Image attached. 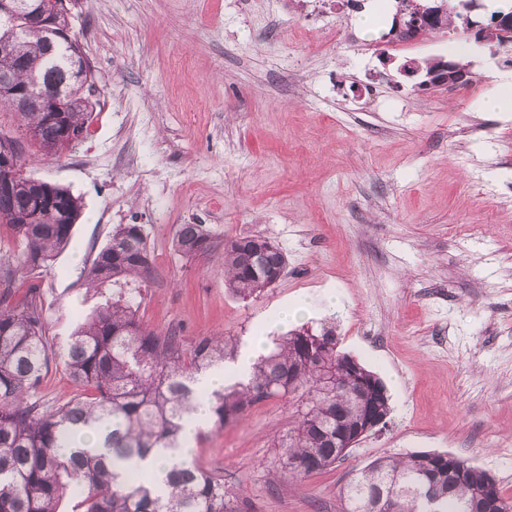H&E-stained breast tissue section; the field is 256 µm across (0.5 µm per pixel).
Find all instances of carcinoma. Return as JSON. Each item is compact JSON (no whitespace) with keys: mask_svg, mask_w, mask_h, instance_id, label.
I'll use <instances>...</instances> for the list:
<instances>
[{"mask_svg":"<svg viewBox=\"0 0 512 512\" xmlns=\"http://www.w3.org/2000/svg\"><path fill=\"white\" fill-rule=\"evenodd\" d=\"M407 17L421 6H441L429 33L466 36L476 0H400ZM14 82L34 93L19 106L0 97V138L15 132L13 174L28 188L0 195V227L8 250L0 251V512H59L63 498L73 512H238L224 477L173 460L163 486L138 465L155 448H178L197 406H207L214 428L233 424L256 403L285 399L292 409L280 432L273 467L289 482L320 474L346 458L336 432L359 427L369 409L390 413L384 382L341 350L336 329L302 327L271 338L272 349L253 363L246 380L220 390L196 386L197 376L236 358L238 339L200 336L190 350L178 336L142 321L140 308L153 269L142 224H120L84 270L101 302L79 322L60 353L81 391L48 404L37 389L52 347L36 271L48 267L69 244L81 200L65 187L26 173L38 157L60 160L81 136L92 113V86L70 75L71 64L49 53L43 21L18 22ZM38 195L47 199L39 205ZM207 224H180L177 251L195 257L214 250ZM224 285L242 298L271 287L268 273L287 256L268 238L237 237L220 253ZM27 282L23 299L18 283ZM108 425L110 456L77 450L82 431ZM498 500L512 512L493 477L447 452L416 451L373 460L344 490L342 512H485Z\"/></svg>","mask_w":512,"mask_h":512,"instance_id":"carcinoma-1","label":"carcinoma"}]
</instances>
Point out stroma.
I'll use <instances>...</instances> for the list:
<instances>
[{
	"mask_svg": "<svg viewBox=\"0 0 512 512\" xmlns=\"http://www.w3.org/2000/svg\"><path fill=\"white\" fill-rule=\"evenodd\" d=\"M71 11L94 112L66 158L30 170L83 203L41 276L54 351L42 400L78 391L58 353L99 301L83 268L116 225L140 224L154 255L149 327L187 345L246 339L301 299L306 326L333 323L341 349L388 387L386 426L302 482L269 470L287 401L207 428L193 460L223 475L243 512H339L360 469L414 451L468 458L512 498V112L481 108L512 74L504 53L466 41L470 83L420 92L403 65L450 56L454 37L386 39L395 0H76ZM180 224L211 225L219 245L267 236L287 272L240 299L216 253L175 250Z\"/></svg>",
	"mask_w": 512,
	"mask_h": 512,
	"instance_id": "obj_1",
	"label": "stroma"
}]
</instances>
